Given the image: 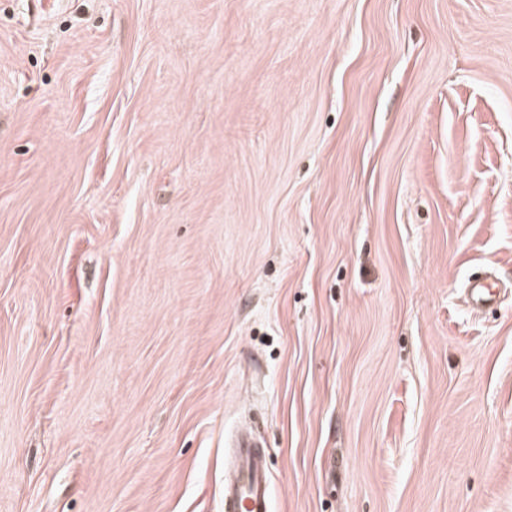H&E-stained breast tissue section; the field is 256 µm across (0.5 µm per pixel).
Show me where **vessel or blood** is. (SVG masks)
Here are the masks:
<instances>
[{
  "label": "vessel or blood",
  "mask_w": 512,
  "mask_h": 512,
  "mask_svg": "<svg viewBox=\"0 0 512 512\" xmlns=\"http://www.w3.org/2000/svg\"><path fill=\"white\" fill-rule=\"evenodd\" d=\"M272 481L265 448L253 437L236 444L234 472L224 489V512H272Z\"/></svg>",
  "instance_id": "vessel-or-blood-1"
}]
</instances>
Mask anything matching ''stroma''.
Here are the masks:
<instances>
[{
    "label": "stroma",
    "mask_w": 512,
    "mask_h": 512,
    "mask_svg": "<svg viewBox=\"0 0 512 512\" xmlns=\"http://www.w3.org/2000/svg\"><path fill=\"white\" fill-rule=\"evenodd\" d=\"M244 427L512 512V0H0V512H224Z\"/></svg>",
    "instance_id": "obj_1"
}]
</instances>
